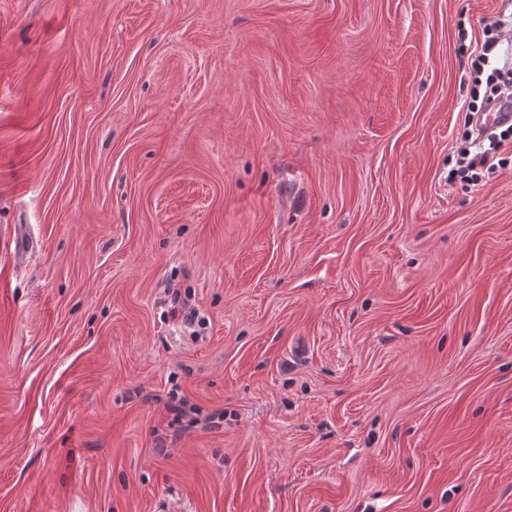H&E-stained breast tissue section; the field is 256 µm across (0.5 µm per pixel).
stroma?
I'll return each mask as SVG.
<instances>
[{"label":"stroma","instance_id":"35a3bbf8","mask_svg":"<svg viewBox=\"0 0 512 512\" xmlns=\"http://www.w3.org/2000/svg\"><path fill=\"white\" fill-rule=\"evenodd\" d=\"M497 19L0 0V512H512V138L448 180ZM166 304H168L167 314L172 321L180 323L189 335L198 336L206 328L205 320L200 316L191 300L188 297H182L177 291L167 292Z\"/></svg>","mask_w":512,"mask_h":512}]
</instances>
